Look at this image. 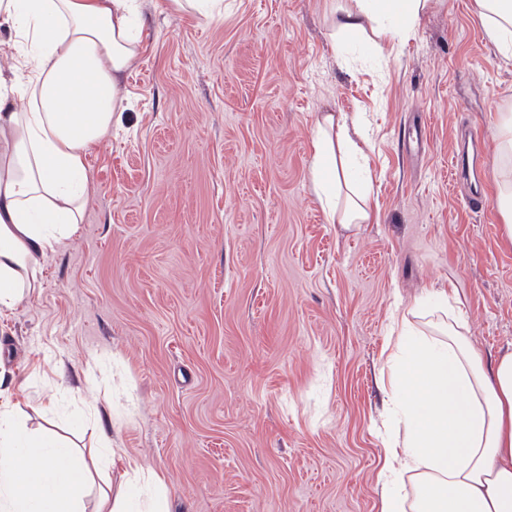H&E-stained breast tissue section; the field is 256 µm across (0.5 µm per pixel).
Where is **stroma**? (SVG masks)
Wrapping results in <instances>:
<instances>
[{
	"mask_svg": "<svg viewBox=\"0 0 512 512\" xmlns=\"http://www.w3.org/2000/svg\"><path fill=\"white\" fill-rule=\"evenodd\" d=\"M223 2L145 0L83 221L0 317V401L75 449L99 433L145 461L169 512H379L396 310L443 288L484 359L512 346L493 171L512 56L474 0H431L380 57L332 41L347 0ZM322 112L371 119L377 222L328 223L312 194ZM467 127L480 211L451 171ZM173 14L194 12L199 14H212L220 9L222 0H167Z\"/></svg>",
	"mask_w": 512,
	"mask_h": 512,
	"instance_id": "obj_1",
	"label": "stroma"
}]
</instances>
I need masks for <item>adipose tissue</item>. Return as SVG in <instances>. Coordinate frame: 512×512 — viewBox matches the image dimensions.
I'll use <instances>...</instances> for the list:
<instances>
[{
  "label": "adipose tissue",
  "mask_w": 512,
  "mask_h": 512,
  "mask_svg": "<svg viewBox=\"0 0 512 512\" xmlns=\"http://www.w3.org/2000/svg\"><path fill=\"white\" fill-rule=\"evenodd\" d=\"M430 0H351L345 34L372 30L380 53L403 38ZM491 45L512 55V0H475ZM143 0H0V30L16 55L0 62V316L34 294L42 261L77 232L87 200L86 157L123 109L121 81L140 50L133 32ZM364 115L321 113L311 190L329 223L373 220ZM434 310L441 335L398 315L384 388L386 457L380 512H512V349L485 362L445 291ZM49 430L33 432L0 404V512H86L89 466ZM117 490L93 512H167L165 479L123 459Z\"/></svg>",
  "instance_id": "adipose-tissue-1"
}]
</instances>
